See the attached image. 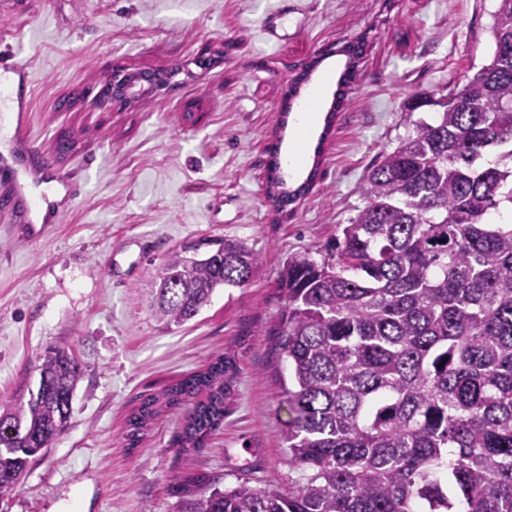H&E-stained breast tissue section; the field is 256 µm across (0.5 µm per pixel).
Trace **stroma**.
Listing matches in <instances>:
<instances>
[{"mask_svg": "<svg viewBox=\"0 0 512 512\" xmlns=\"http://www.w3.org/2000/svg\"><path fill=\"white\" fill-rule=\"evenodd\" d=\"M497 0H0V45L34 74L31 137L77 184L60 223L22 236L0 211V410L27 396L44 350L83 367L65 430L31 458L0 512H193L201 495L241 484L284 489L300 477L280 433L291 370L277 332L288 257H321L361 204L360 183L384 152L490 63ZM363 42L355 77L339 80L341 46ZM308 81L298 77L305 65ZM159 71L163 97L100 111L89 97L113 66ZM340 109H333L336 95ZM197 104L200 119L184 118ZM313 111L298 168L288 163L303 112ZM280 173L310 190L279 209ZM244 243L262 263L242 287L216 289L198 315L164 326L149 290L169 253ZM231 358L224 421L202 448L176 443L186 407L139 435L141 401ZM272 160L270 161V171H269V184H270V193L272 195V198L277 203V196L279 194H287L288 193V202L295 200L298 196L302 195L308 188L312 185L316 175L315 173H309L305 182H303L297 189L295 190H279L272 192V189L275 187H283L285 185L284 179L278 175L279 172V166L276 159L275 151L271 153Z\"/></svg>", "mask_w": 512, "mask_h": 512, "instance_id": "35a3bbf8", "label": "stroma"}]
</instances>
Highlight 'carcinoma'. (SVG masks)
<instances>
[{
  "label": "carcinoma",
  "instance_id": "obj_1",
  "mask_svg": "<svg viewBox=\"0 0 512 512\" xmlns=\"http://www.w3.org/2000/svg\"><path fill=\"white\" fill-rule=\"evenodd\" d=\"M492 36V61L369 169L327 257L295 254L281 272V440L301 480L215 490L194 512H512V0H499ZM271 157L272 198L312 185L315 168L283 189ZM260 263L232 241L202 259L171 253L155 317L187 322ZM41 360L40 386L0 415V498L71 414L81 366L61 347ZM231 367L220 356L142 402L131 438L205 392L178 437L202 447L224 420Z\"/></svg>",
  "mask_w": 512,
  "mask_h": 512
}]
</instances>
